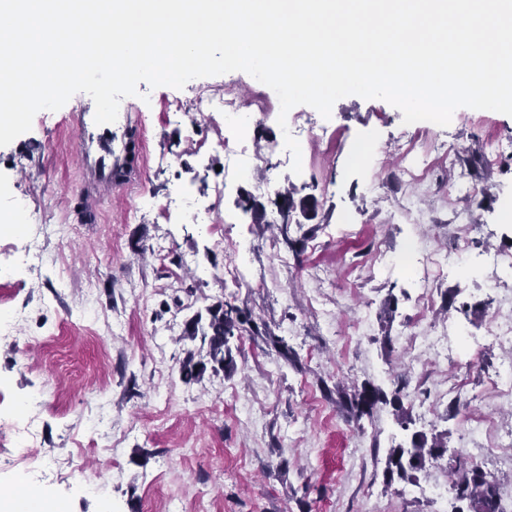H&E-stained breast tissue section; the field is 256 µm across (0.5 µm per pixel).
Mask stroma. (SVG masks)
I'll list each match as a JSON object with an SVG mask.
<instances>
[{
	"mask_svg": "<svg viewBox=\"0 0 512 512\" xmlns=\"http://www.w3.org/2000/svg\"><path fill=\"white\" fill-rule=\"evenodd\" d=\"M235 80L242 93L260 89L236 71L191 80L183 88L139 83L124 98L136 113L133 182L88 207L80 182L75 133L65 125L83 94L56 111H39L30 131L0 147V213L23 202L39 225L0 236V414L28 396L37 401L36 445L48 466L14 461L0 446V488L31 486L65 512H449L448 464L469 456V435L494 443L512 433V404L491 388L512 367V346L497 343L491 315L512 316L501 289L448 267L421 283L424 254L450 252L465 241L471 267L488 253H512V154L484 164L490 138L512 142V116L467 107L448 126L415 133L401 112L381 99L338 100L330 118L311 112L303 137L310 158L301 173L279 144L277 114L256 117L251 147L269 151L264 175L272 190L258 197L277 212L276 189L316 197L314 219L294 235L302 261L287 260L274 243L275 225L252 223L239 202L253 196L251 180L225 181L221 120L205 99ZM183 109L171 112L169 99ZM340 149L328 150L327 133ZM454 149L429 179L411 184L400 169L403 145ZM368 144L377 168L355 163L351 150ZM218 203L226 223L223 245L186 223L178 195ZM421 251L405 266L387 255ZM247 252L239 279L224 277L234 248ZM433 305L421 309V286ZM193 296H185L186 288ZM398 308L386 318L383 302ZM186 297L187 308L175 304ZM234 297L294 348L299 367L242 340L230 374L206 373L187 384L178 369V341L194 310ZM462 322L468 335L449 356L404 342L415 323L430 331ZM401 375L412 401L411 431L446 434L442 459L416 483H386L389 448L411 431L391 407H379L356 431L337 389L371 382L385 387ZM463 379L460 399L448 394ZM85 449L81 467L72 459Z\"/></svg>",
	"mask_w": 512,
	"mask_h": 512,
	"instance_id": "stroma-1",
	"label": "stroma"
}]
</instances>
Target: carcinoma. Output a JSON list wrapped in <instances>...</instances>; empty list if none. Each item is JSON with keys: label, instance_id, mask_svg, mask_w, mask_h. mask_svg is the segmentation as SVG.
I'll use <instances>...</instances> for the list:
<instances>
[{"label": "carcinoma", "instance_id": "1", "mask_svg": "<svg viewBox=\"0 0 512 512\" xmlns=\"http://www.w3.org/2000/svg\"><path fill=\"white\" fill-rule=\"evenodd\" d=\"M277 197L283 199V202L279 204L282 223L278 225L276 241L298 255L302 249L298 248L300 241L290 237V216L298 209L309 219L315 217L318 200L310 196L297 202L291 189L278 191ZM246 334L274 350L288 363H297L296 353L287 342L268 326H258L247 305L238 304V300L232 297L205 307V312L198 311L185 321L179 338L184 354L179 367L180 379L188 384L201 381L209 370L234 372L236 361L233 350L238 348V343ZM341 398L349 420L356 425L364 417L371 416L374 408L382 404L392 408L393 415L403 429H409L410 408L404 403L408 394L404 393L401 386L387 392L365 382L353 387L349 393L341 391ZM445 452L446 446L441 436L436 434L429 437L421 431L413 432L410 445H398L389 449L385 468L387 483L417 479V473L424 470L427 463L438 460ZM449 492L462 504L461 512L505 510L494 476L480 465L461 458L455 460Z\"/></svg>", "mask_w": 512, "mask_h": 512}]
</instances>
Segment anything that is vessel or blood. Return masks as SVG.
I'll use <instances>...</instances> for the list:
<instances>
[{"label":"vessel or blood","instance_id":"vessel-or-blood-1","mask_svg":"<svg viewBox=\"0 0 512 512\" xmlns=\"http://www.w3.org/2000/svg\"><path fill=\"white\" fill-rule=\"evenodd\" d=\"M94 114V103L89 100L80 111L67 116L68 125L78 137L81 178L93 204L112 189L126 184L130 130L127 114H119L116 122L104 125L95 123Z\"/></svg>","mask_w":512,"mask_h":512}]
</instances>
